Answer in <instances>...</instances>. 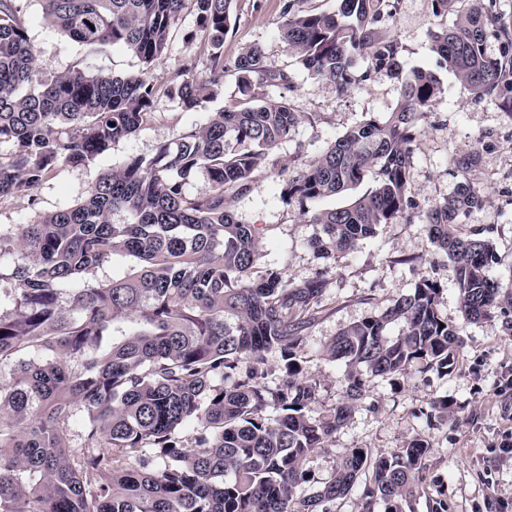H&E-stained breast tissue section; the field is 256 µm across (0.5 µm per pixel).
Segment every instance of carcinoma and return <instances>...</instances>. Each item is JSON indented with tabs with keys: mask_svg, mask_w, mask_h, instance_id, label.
<instances>
[{
	"mask_svg": "<svg viewBox=\"0 0 512 512\" xmlns=\"http://www.w3.org/2000/svg\"><path fill=\"white\" fill-rule=\"evenodd\" d=\"M231 2L42 0L48 27L89 50L120 44L142 63L123 76L88 75L77 64L44 82L23 0H0V199L33 202L50 172L92 165L147 124L163 96L196 111L221 95L228 72L239 96L153 158L97 173L75 203L31 224L0 225V367L12 371L0 384V512H330L357 489L360 512H416L428 480L422 436L389 456L349 448L321 479L307 462L357 411L367 381L447 377L462 337L441 312L444 288L420 280L324 343V356L344 366V399L317 410L321 383L304 375L297 353L329 306L327 281L260 265L264 229L233 209L252 178L277 164L273 152L301 115L287 96L269 95L291 76L269 69L261 46L224 59ZM300 2L283 4L278 35L308 75L341 96L374 74L404 75L392 111L350 128L309 164L281 169L282 195L319 226L309 246L335 261L405 214L414 144L444 90L434 72L406 67L403 46L378 27L399 0H339L333 12ZM432 4L439 22L428 38L439 65L476 97L512 108V24L497 0ZM450 8L449 25L441 18ZM186 11L195 28L185 42L197 45L206 71L175 70L161 86L150 70ZM479 159L475 149L455 154L458 181L424 218L471 323L512 308V290L490 275L493 242L458 230L485 203L468 179ZM369 172L373 187L348 204L307 208ZM198 175L208 187L192 192ZM118 259L130 263L124 276L94 275ZM272 347L285 374L274 388L260 382ZM453 413L446 394L420 411L429 426ZM189 425L201 435L186 447L176 432ZM145 448L160 449L164 463ZM311 482V494L297 495ZM426 503L448 512L443 489Z\"/></svg>",
	"mask_w": 512,
	"mask_h": 512,
	"instance_id": "cac0c4a2",
	"label": "carcinoma"
}]
</instances>
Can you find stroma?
Instances as JSON below:
<instances>
[{
    "label": "stroma",
    "mask_w": 512,
    "mask_h": 512,
    "mask_svg": "<svg viewBox=\"0 0 512 512\" xmlns=\"http://www.w3.org/2000/svg\"><path fill=\"white\" fill-rule=\"evenodd\" d=\"M284 2L232 0L233 28L224 39V56L234 58L242 47L258 44L270 69L291 75L292 87L285 93L302 118L274 156L280 165L294 167L316 158L336 137L370 115L391 111L400 83L377 75L342 97L333 84L311 78L297 67L278 36ZM25 10L43 79L77 63L90 74L127 75L140 70L139 59L122 46L90 51L49 28L42 19L40 0H25ZM434 21L431 0H401L397 14L381 16L378 22L404 47L408 66L435 71L443 85V94L415 142L406 218L379 225L374 239L336 262L309 247L317 227L308 223L297 203L283 199L278 168L254 177L248 191L236 198L234 211L243 223L265 225L264 264L282 269L286 278L295 281L327 279L330 309L311 326L307 343L298 352L304 374L324 387V407L341 400L344 369L322 356V345L342 328L378 313L421 278L442 283L441 311L458 325L463 338L458 367L450 376H417L397 389L380 379L370 382L353 419L311 456L312 475L324 477L346 449L362 447L388 456L421 435L429 443L428 475L447 489L448 512H500L502 504H512V459L501 456L496 447L503 432L512 429V394H501L498 387L501 374L512 372V329L498 319L490 324L463 320L451 265L437 253L422 218L455 187L452 156L478 148L480 163L468 178L483 189L486 202L464 218L461 229L493 241L498 262L491 275L503 286L512 285V112L496 98H475L438 66L427 36ZM193 24L188 14L174 24L169 53L152 66L155 80L165 81L177 69L195 75L204 72L203 56L184 41ZM235 93V80L229 76L223 95L199 111L185 112L175 100L162 99L150 123L116 143L91 167L64 166L53 172L35 190L36 206H29L23 197L0 201V225L29 224L74 203L86 195L98 172L121 167L135 157L151 159L161 144L186 127L206 123L211 113L232 104ZM443 394L453 397L456 413L446 425L429 428L417 412L433 396Z\"/></svg>",
    "instance_id": "stroma-1"
}]
</instances>
